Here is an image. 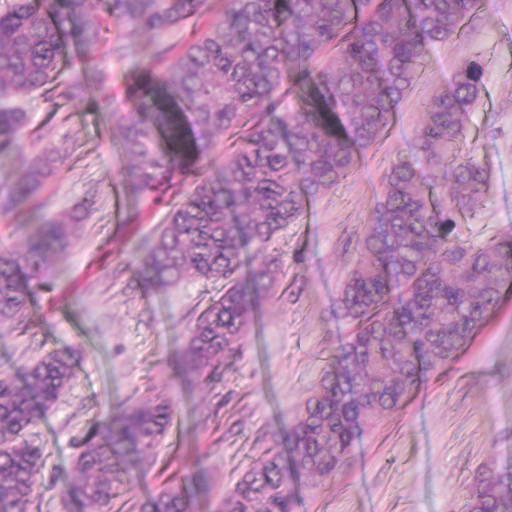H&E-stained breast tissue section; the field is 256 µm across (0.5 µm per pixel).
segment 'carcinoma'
Listing matches in <instances>:
<instances>
[{"instance_id":"carcinoma-1","label":"carcinoma","mask_w":512,"mask_h":512,"mask_svg":"<svg viewBox=\"0 0 512 512\" xmlns=\"http://www.w3.org/2000/svg\"><path fill=\"white\" fill-rule=\"evenodd\" d=\"M206 0H0V160L22 144L28 113L15 100L54 80L62 60H89L109 31L106 19L163 31L188 23ZM478 0H224V18L177 60L128 92L117 123L122 150L136 159L129 179L149 198L192 182L143 249V275L169 287L224 281L190 331L184 371L208 378L235 356L255 318L254 299L278 273L269 244L302 212L296 184L311 194L347 179L368 149L389 133L394 112L426 64L427 46L462 37ZM480 59L457 70L451 91L420 102L415 154L390 160L384 191L336 296V316L352 326L307 398L287 451L258 458L224 496L219 512H294V483L335 480L364 428L395 414L424 376L448 366L480 332L512 288V241L463 240L457 218L477 213L489 171L467 140L482 85ZM187 106L197 133H185ZM220 131L231 141L216 175L200 172ZM63 157L53 145L35 155L28 175L0 190V215L25 204L53 178ZM85 215L42 212L33 231L19 224L24 252L0 253V326H21L33 288L65 254ZM74 368L51 352L27 371L25 386L0 377V512H30L46 486L45 449L28 438L40 409L70 385ZM166 401L134 405L78 441L67 486L103 512L118 493L117 459L135 449L155 462L167 430ZM465 512H512V461L466 489ZM137 512H196L186 488L167 482Z\"/></svg>"}]
</instances>
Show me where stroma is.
<instances>
[{
	"label": "stroma",
	"instance_id": "1",
	"mask_svg": "<svg viewBox=\"0 0 512 512\" xmlns=\"http://www.w3.org/2000/svg\"><path fill=\"white\" fill-rule=\"evenodd\" d=\"M224 14L209 0L196 25L127 35L125 56L99 51L89 61L61 63L57 81L26 96L24 149L6 163L23 175L37 151L54 144L57 175L11 214L0 216V252L21 249L16 227L35 213H63L82 202L90 213L70 252L53 263L26 312L27 330L0 328V374L23 385L28 367L47 353H69L75 376L43 412L31 436L45 450L46 494L32 512H93L66 485L82 434L99 419L163 397L174 412L153 467L126 449L121 495L111 512H134L140 498L168 478L194 491L198 512H216L256 457L287 447L296 418L322 370L351 328L338 320L336 292L372 223L388 159L412 155L418 101L452 88L468 59L484 62L469 141L490 168L486 204L458 218L462 238L512 237V0H480L479 17L461 38L428 51L416 88L400 103L386 141L369 149L338 187L307 195L298 223L284 226L268 250L281 274L256 302L255 322L236 358L218 377L184 374L180 359L191 328L220 281L155 288L142 277V245L159 232L190 182L151 201L126 177L129 159L115 136L128 110L126 93L145 69L162 71L194 36ZM83 97H67L73 83ZM512 457V293L447 369L428 374L409 403L355 442L334 485L298 479L295 512H462L467 486L486 468Z\"/></svg>",
	"mask_w": 512,
	"mask_h": 512
}]
</instances>
